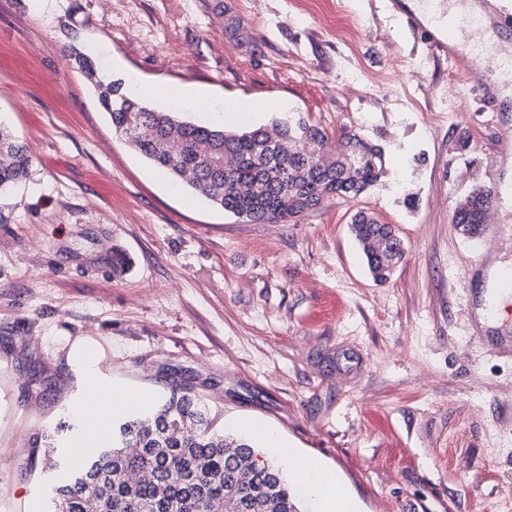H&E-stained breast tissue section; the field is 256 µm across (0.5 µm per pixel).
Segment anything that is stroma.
I'll return each instance as SVG.
<instances>
[{
  "instance_id": "stroma-1",
  "label": "stroma",
  "mask_w": 512,
  "mask_h": 512,
  "mask_svg": "<svg viewBox=\"0 0 512 512\" xmlns=\"http://www.w3.org/2000/svg\"><path fill=\"white\" fill-rule=\"evenodd\" d=\"M392 0H0V127L30 158L0 192V512H50L36 437L83 397L75 350L103 389L161 402L181 385L214 429H276L346 488L356 512H503L512 500V299L476 310L512 262V96L480 55L449 59ZM106 80L189 90L184 115L244 126L302 113L384 151L382 177L295 223H254L178 186L115 133L78 63ZM467 67L470 79L453 83ZM498 190L480 238L452 222ZM405 253L375 282L356 211ZM126 267H119L118 257ZM508 261H495L487 270L486 291L482 294V307L478 312L481 316H485V309L496 308L497 316L493 320H489L491 325L497 324L500 320L499 310L502 308L504 302L509 298L507 291L498 290V273L500 269L506 267Z\"/></svg>"
}]
</instances>
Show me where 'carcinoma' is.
<instances>
[{
  "mask_svg": "<svg viewBox=\"0 0 512 512\" xmlns=\"http://www.w3.org/2000/svg\"><path fill=\"white\" fill-rule=\"evenodd\" d=\"M100 90V103L115 132L143 156L224 211L251 222L295 221L330 199H354L384 173L380 146L343 130L342 153L328 163L318 153L326 131L298 113L272 130L227 131L156 111L123 91L122 83L97 79L88 58L78 57ZM25 147L0 130V191L21 179ZM495 199L474 189L452 214L464 234L483 232V215ZM375 280L387 281L401 257V239L388 224L360 210L352 218ZM74 425L63 420L34 442L30 470L57 467ZM68 477L56 485L54 512H302L282 469L258 462L254 446L211 429L207 411L184 387L174 386L156 410L127 412L112 435L88 448H70Z\"/></svg>",
  "mask_w": 512,
  "mask_h": 512,
  "instance_id": "carcinoma-1",
  "label": "carcinoma"
}]
</instances>
